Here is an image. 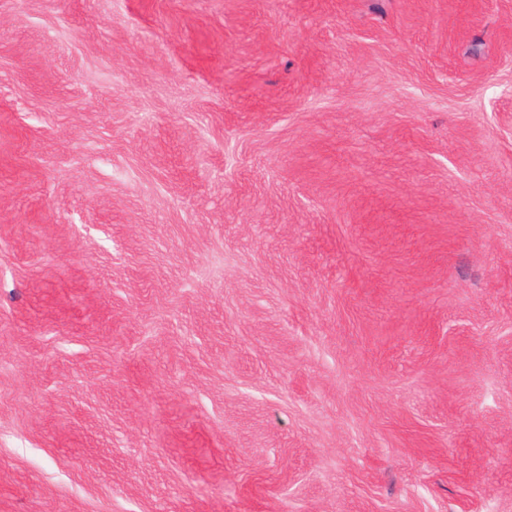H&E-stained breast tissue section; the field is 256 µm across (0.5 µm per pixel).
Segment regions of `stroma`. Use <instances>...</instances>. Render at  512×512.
Segmentation results:
<instances>
[{
	"label": "stroma",
	"mask_w": 512,
	"mask_h": 512,
	"mask_svg": "<svg viewBox=\"0 0 512 512\" xmlns=\"http://www.w3.org/2000/svg\"><path fill=\"white\" fill-rule=\"evenodd\" d=\"M0 512H512V0H0Z\"/></svg>",
	"instance_id": "1"
}]
</instances>
